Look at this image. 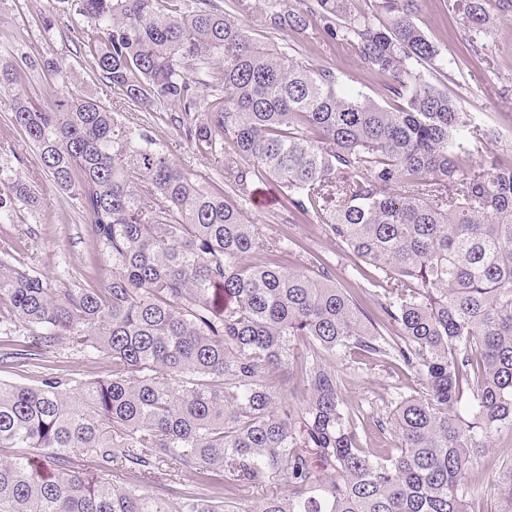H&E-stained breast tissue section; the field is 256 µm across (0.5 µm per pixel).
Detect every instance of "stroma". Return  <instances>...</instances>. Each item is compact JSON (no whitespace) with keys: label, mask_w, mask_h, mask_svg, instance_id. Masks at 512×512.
I'll return each instance as SVG.
<instances>
[{"label":"stroma","mask_w":512,"mask_h":512,"mask_svg":"<svg viewBox=\"0 0 512 512\" xmlns=\"http://www.w3.org/2000/svg\"><path fill=\"white\" fill-rule=\"evenodd\" d=\"M50 11L49 0H0V55L15 59L24 55L57 57L75 70H82L76 47L63 30L46 29L44 18ZM241 21L253 37L266 45L305 59L313 66L331 68L341 84L378 97L379 76L360 61L352 46L327 40L319 18H311L303 34L288 36L270 32L263 15L257 11L242 16ZM418 23L427 37L456 61L455 67L448 70V93L459 109L496 129L495 152L511 153L512 110H503L501 103L512 99V20L498 22L484 38L478 53L471 50L465 39L461 16L448 13L445 0H422ZM85 87L105 105L121 112L128 126L150 127L178 164L198 167L206 184L223 186L222 171L203 165L200 155L174 123L177 108L148 114L126 107L118 94L95 80H86ZM17 170L23 176H35L42 203L37 210H21L16 223L0 224V241L14 243L13 256L18 263L57 279L61 287H82L86 265L94 250L84 224L67 206L64 195L55 190L49 177L39 173L33 149H26L24 162ZM238 206L249 220L265 225L271 236L285 240L286 247L278 256L283 266L303 268L317 258L334 269L338 286L354 293L372 288L374 272L370 267L359 264L337 247L319 225L291 219L287 196L277 184L265 180L256 183L251 193L239 200ZM30 226L38 228L37 238L27 237L26 229ZM7 331V324L0 320V381L34 386L48 373L77 380L112 375L110 358L89 355L65 343L46 350L43 357L34 360H10L5 343ZM334 365L345 380L348 402L365 410L363 427L368 446L386 447L391 432L379 429L376 421L385 417L395 386L414 387L415 376L387 367H363L352 355L336 357Z\"/></svg>","instance_id":"stroma-1"}]
</instances>
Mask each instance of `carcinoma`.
Here are the masks:
<instances>
[{"label": "carcinoma", "instance_id": "1", "mask_svg": "<svg viewBox=\"0 0 512 512\" xmlns=\"http://www.w3.org/2000/svg\"><path fill=\"white\" fill-rule=\"evenodd\" d=\"M84 67L144 112L168 105L237 196L273 178L292 208L377 272L362 304L313 261L177 164L145 127L82 88L41 104L13 92L7 126L33 144L93 241L98 285L55 281L0 257V311L43 349L112 359V378L0 382V512H483L469 471L512 434V156L473 152L497 132L448 96V56L417 23L421 0H56ZM300 35L317 16L383 78V102L333 71L270 50L236 14ZM474 38L512 0H448ZM63 85L62 59L0 58ZM42 197L0 165V224ZM299 342L305 357L290 361ZM13 358L41 352L12 340ZM413 373L388 411L394 444L367 448L364 413L329 360L345 353ZM293 389H286L283 376ZM90 458L92 470L78 466ZM165 465L217 476L176 505L145 487ZM134 477L112 485V472ZM500 483L512 512V455ZM283 480L286 493L273 491Z\"/></svg>", "mask_w": 512, "mask_h": 512}]
</instances>
